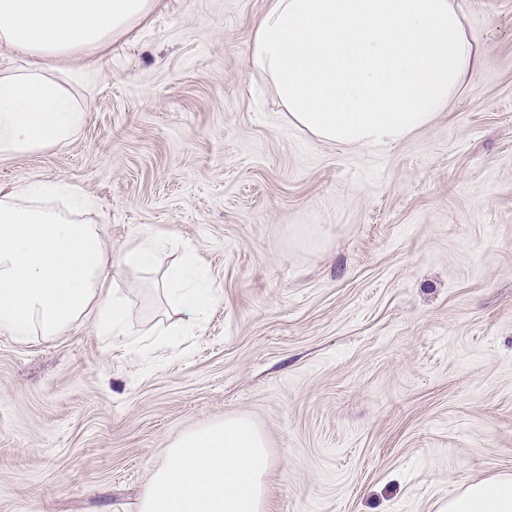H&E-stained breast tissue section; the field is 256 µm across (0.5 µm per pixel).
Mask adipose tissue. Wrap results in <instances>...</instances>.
<instances>
[{
	"mask_svg": "<svg viewBox=\"0 0 512 512\" xmlns=\"http://www.w3.org/2000/svg\"><path fill=\"white\" fill-rule=\"evenodd\" d=\"M152 0H0V47L25 67L0 65V155L67 144L87 107L46 66L108 43ZM290 123L316 140L363 152L430 127L487 62L489 47L456 0H271L248 41ZM79 187L32 181L0 190V333L52 340L95 317L128 336V303L114 289L112 255ZM155 290L187 320L217 300L194 252L160 270ZM272 466L263 433L244 416L189 430L170 443L140 512H263ZM442 512H512V472L467 481Z\"/></svg>",
	"mask_w": 512,
	"mask_h": 512,
	"instance_id": "ef3b65f1",
	"label": "adipose tissue"
}]
</instances>
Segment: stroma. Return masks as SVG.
<instances>
[{
  "mask_svg": "<svg viewBox=\"0 0 512 512\" xmlns=\"http://www.w3.org/2000/svg\"><path fill=\"white\" fill-rule=\"evenodd\" d=\"M492 53L450 111L347 151L288 122L249 71L267 0H154L52 71L88 102L67 145L0 156V188L62 179L113 258L193 248L220 300L185 335L152 274L118 269L152 361L92 319L0 334V512H139L182 432L242 415L266 512H439L512 471V0H457ZM319 224L317 252L288 227ZM161 243L158 238L142 235L123 253L121 263L131 269H152Z\"/></svg>",
  "mask_w": 512,
  "mask_h": 512,
  "instance_id": "35a3bbf8",
  "label": "stroma"
}]
</instances>
